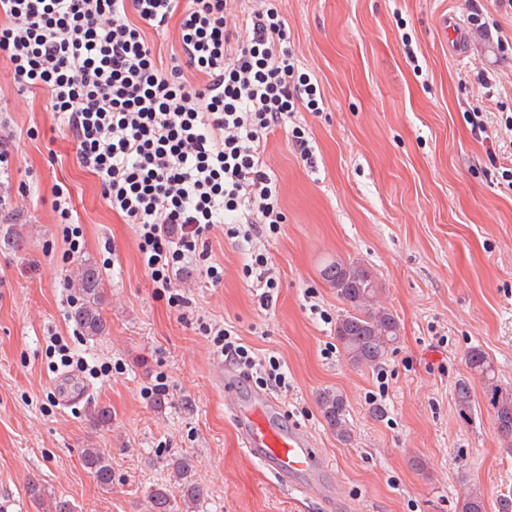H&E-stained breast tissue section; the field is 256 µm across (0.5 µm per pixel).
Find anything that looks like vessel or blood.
I'll list each match as a JSON object with an SVG mask.
<instances>
[{"label":"vessel or blood","instance_id":"1","mask_svg":"<svg viewBox=\"0 0 512 512\" xmlns=\"http://www.w3.org/2000/svg\"><path fill=\"white\" fill-rule=\"evenodd\" d=\"M239 374L224 375V397L236 425L241 447L259 461L282 485L296 488L318 487L322 498L336 497L335 485L321 482L328 462L315 448L309 433L297 425H283L280 403L268 393L258 391L241 398Z\"/></svg>","mask_w":512,"mask_h":512}]
</instances>
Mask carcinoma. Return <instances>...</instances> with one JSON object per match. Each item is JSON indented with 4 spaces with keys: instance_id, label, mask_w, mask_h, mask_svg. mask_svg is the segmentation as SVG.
<instances>
[{
    "instance_id": "cac0c4a2",
    "label": "carcinoma",
    "mask_w": 512,
    "mask_h": 512,
    "mask_svg": "<svg viewBox=\"0 0 512 512\" xmlns=\"http://www.w3.org/2000/svg\"><path fill=\"white\" fill-rule=\"evenodd\" d=\"M322 278L346 301L350 310L336 321L335 337L348 361L356 366H376L384 362L394 351L400 337V324L394 314L378 305V283L372 272L355 261L336 259L321 269ZM79 295L80 303L71 311V321L83 336L94 339L106 328L101 314L105 288L98 267L84 263L71 282ZM467 365L472 375L484 381L491 395L498 434L512 440V385L499 383L492 361L479 349L467 355ZM320 411L331 431L340 441L351 440L348 409L343 396L332 390L319 395ZM455 402L461 416L467 418L474 405L470 378H461L455 385ZM83 462L93 479L103 488L112 484V465L97 448L83 450ZM169 465L176 481L182 486L184 500L193 505L200 503L205 491L188 479L189 459L173 457ZM150 512H172L171 498L167 489L160 486L149 495ZM461 512H485L484 493L481 490L469 494L461 503Z\"/></svg>"
}]
</instances>
